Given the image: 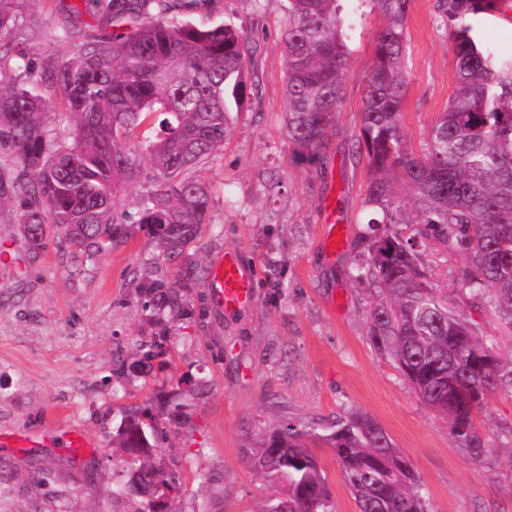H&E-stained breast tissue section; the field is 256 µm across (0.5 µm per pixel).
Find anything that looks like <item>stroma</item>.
I'll use <instances>...</instances> for the list:
<instances>
[{
    "label": "stroma",
    "instance_id": "35a3bbf8",
    "mask_svg": "<svg viewBox=\"0 0 512 512\" xmlns=\"http://www.w3.org/2000/svg\"><path fill=\"white\" fill-rule=\"evenodd\" d=\"M439 0H412L407 15L410 83L403 108L407 146L426 147L448 105L455 60L440 24ZM94 0H19L30 29L27 56L41 75L89 36L126 31L99 18ZM197 26L233 23L258 45L252 88L201 176L209 209L196 239L167 260L140 225L92 257L72 261L56 234L30 249L19 201L0 204V435L30 447L0 450V512H126L112 498L120 449L112 431L122 413L145 408L165 437L157 450L179 491L172 512H265L272 491L243 450L280 421L319 428L359 412L375 419L410 460L428 512H512V394H490L474 422L497 444L477 461L456 448L442 414L422 403L393 362L366 335L374 297L350 279L358 258L368 169L353 160L365 76L383 20L352 16L351 49L336 132L323 164L300 161L288 136L281 44L282 0H210L186 13ZM346 225V243L326 254L325 218ZM237 253L255 274L252 302L225 312L209 272ZM153 282L178 308L150 293ZM153 346L151 365L140 362ZM179 418H171L175 404ZM90 443L67 451L71 431ZM337 512H357L332 448L314 449ZM50 469L52 481L32 474Z\"/></svg>",
    "mask_w": 512,
    "mask_h": 512
}]
</instances>
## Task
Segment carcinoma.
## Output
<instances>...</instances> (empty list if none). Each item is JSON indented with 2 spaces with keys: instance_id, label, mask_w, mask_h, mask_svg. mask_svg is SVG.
Returning <instances> with one entry per match:
<instances>
[{
  "instance_id": "1",
  "label": "carcinoma",
  "mask_w": 512,
  "mask_h": 512,
  "mask_svg": "<svg viewBox=\"0 0 512 512\" xmlns=\"http://www.w3.org/2000/svg\"><path fill=\"white\" fill-rule=\"evenodd\" d=\"M16 2L0 0V50L23 39ZM342 2L284 0L288 134L312 163L326 158L344 97L351 50ZM354 2L353 11L368 4L384 25L360 112L356 157L369 168V214L357 243L362 261L350 278L375 293L367 317L373 347L392 358L423 403L448 417L458 448L487 457L494 443L473 412L491 391L512 393V351L455 309L425 257L436 247L462 256L451 271L455 289L512 332V54L492 51L472 22L494 0H443L455 90L429 128L426 151L415 154L402 125L411 0ZM192 6L108 0L113 16L135 21L129 33L91 36L44 67L37 82L0 68V145L23 164L16 176H0V204L22 193L19 223L32 249L43 246L51 226L82 254L122 241L121 225L130 217L117 209L114 190L142 176L148 188L135 223L171 256L195 238L209 208L198 172L224 145L257 46L230 22L197 27L183 18ZM55 88L75 126L72 143L52 150L43 108ZM146 123L152 135L135 139ZM158 432L159 423L142 410L123 415L112 436L124 452L141 449L122 458L112 490L137 503L136 512H146V492L168 500L178 491L155 453ZM312 440L333 448L358 512H427L409 459L375 420L357 412L321 434L285 421L244 449L275 489L265 512H336Z\"/></svg>"
}]
</instances>
